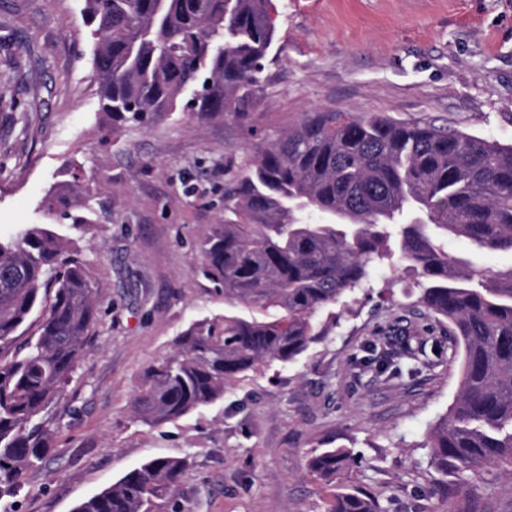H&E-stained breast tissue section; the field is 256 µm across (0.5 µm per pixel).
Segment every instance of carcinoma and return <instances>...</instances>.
Returning a JSON list of instances; mask_svg holds the SVG:
<instances>
[{"mask_svg":"<svg viewBox=\"0 0 512 512\" xmlns=\"http://www.w3.org/2000/svg\"><path fill=\"white\" fill-rule=\"evenodd\" d=\"M270 0H83L94 37L100 110L112 126L146 127L183 109L202 121L248 120L274 29ZM67 204L60 188L42 201ZM465 239L480 253H512V145L382 113L311 112L257 147L224 197V221L200 240L203 276L229 305L217 325L192 323L174 354L151 366L133 399L144 423L178 419L224 397L238 375L292 361L325 335L322 312L362 288L393 256L423 278L419 302L460 350L462 380L427 432L446 476L491 472L512 488V266L494 276L448 253ZM87 263L38 225L0 240V495L40 461L53 430L44 416L72 380L99 321ZM369 352L402 372L426 358L397 340ZM351 460L314 452L327 485ZM156 458L81 502L75 512H160L185 471ZM326 512H382L376 494L334 486Z\"/></svg>","mask_w":512,"mask_h":512,"instance_id":"obj_1","label":"carcinoma"}]
</instances>
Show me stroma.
Segmentation results:
<instances>
[{"mask_svg": "<svg viewBox=\"0 0 512 512\" xmlns=\"http://www.w3.org/2000/svg\"><path fill=\"white\" fill-rule=\"evenodd\" d=\"M82 0H0V236L43 224L87 261L100 320L49 414L54 438L0 512H73L153 458L187 468L161 512H325L314 451L342 446L359 463L340 482L385 512H512L489 473L442 476L429 428L460 386L447 324L418 301L411 268L374 271L326 336L291 362L258 366L222 399L161 425L132 409L147 368L200 319L229 306L201 274L198 241L224 218V187L257 145L306 113L382 112L512 144V0H272L275 37L248 123L174 112L113 130L99 110ZM27 113L28 127L14 121ZM81 165L94 198L69 217L41 201ZM409 328L432 367L395 377L366 347Z\"/></svg>", "mask_w": 512, "mask_h": 512, "instance_id": "35a3bbf8", "label": "stroma"}]
</instances>
